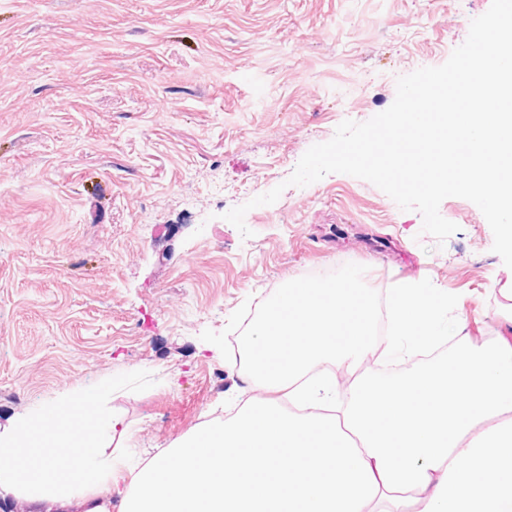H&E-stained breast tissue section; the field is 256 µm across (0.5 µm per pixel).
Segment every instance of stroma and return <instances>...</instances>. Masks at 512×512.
<instances>
[{
    "instance_id": "1",
    "label": "stroma",
    "mask_w": 512,
    "mask_h": 512,
    "mask_svg": "<svg viewBox=\"0 0 512 512\" xmlns=\"http://www.w3.org/2000/svg\"><path fill=\"white\" fill-rule=\"evenodd\" d=\"M491 0H0V429L99 392L139 465L263 393L237 339L289 283L447 289L472 345L512 340V269L472 202L422 231L372 183L286 186L346 119L439 66ZM242 238L223 215L276 185Z\"/></svg>"
}]
</instances>
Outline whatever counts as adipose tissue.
Returning <instances> with one entry per match:
<instances>
[{
	"label": "adipose tissue",
	"instance_id": "1",
	"mask_svg": "<svg viewBox=\"0 0 512 512\" xmlns=\"http://www.w3.org/2000/svg\"><path fill=\"white\" fill-rule=\"evenodd\" d=\"M448 292L387 298L392 352L453 335L447 359L391 380L361 376L374 303L346 283L288 286L243 336L239 370L268 393L122 469V431L93 391L65 393L0 436V494L79 512H512V341L446 330ZM353 375L344 407L337 378ZM120 504H113V495Z\"/></svg>",
	"mask_w": 512,
	"mask_h": 512
}]
</instances>
